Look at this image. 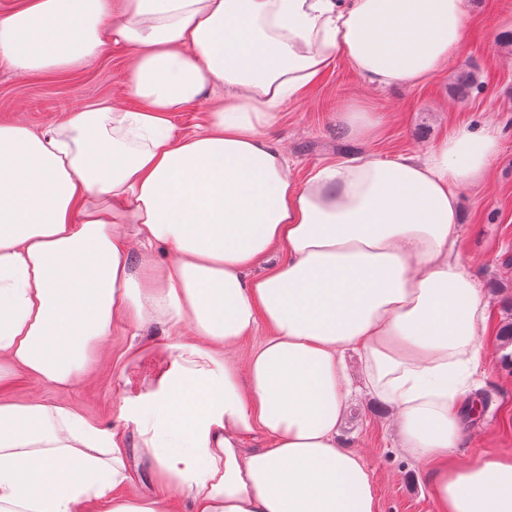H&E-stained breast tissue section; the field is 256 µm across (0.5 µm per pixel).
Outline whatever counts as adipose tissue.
<instances>
[{
	"label": "adipose tissue",
	"mask_w": 512,
	"mask_h": 512,
	"mask_svg": "<svg viewBox=\"0 0 512 512\" xmlns=\"http://www.w3.org/2000/svg\"><path fill=\"white\" fill-rule=\"evenodd\" d=\"M465 38V0H24L0 15V62L67 69L116 45L141 103L39 134L0 124V389L22 374L70 387L116 323L159 325L168 364L128 412L187 512H378L338 440L351 350L399 448L435 463L440 512H512V454L453 458L490 322L459 260L458 191L486 175L499 129L302 183L271 133L337 60L415 86ZM211 85L224 98L206 124L176 133L171 113ZM132 483L112 429L0 399V512H164Z\"/></svg>",
	"instance_id": "1"
}]
</instances>
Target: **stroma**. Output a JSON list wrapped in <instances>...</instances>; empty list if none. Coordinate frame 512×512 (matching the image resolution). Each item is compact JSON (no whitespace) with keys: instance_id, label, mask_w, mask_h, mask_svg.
<instances>
[{"instance_id":"35a3bbf8","label":"stroma","mask_w":512,"mask_h":512,"mask_svg":"<svg viewBox=\"0 0 512 512\" xmlns=\"http://www.w3.org/2000/svg\"><path fill=\"white\" fill-rule=\"evenodd\" d=\"M465 9L467 38L429 82L377 89L341 61L302 97L282 104L273 133L288 155L292 178L302 182L314 168L336 157L420 153L459 126H500V150L486 176L460 191V258L482 288L498 328L507 316L503 305L512 299V46L505 39L512 32V0H465ZM127 64L122 50L109 47L79 66L59 71L30 73L0 65V123L21 121L41 132L67 112L93 102L137 107L124 81ZM469 73L476 83L468 93H460V81ZM357 106L379 114L381 130L351 145L339 134L336 116ZM136 338L148 350L140 359H127L125 350ZM165 341L159 327L139 337L130 324H118L97 346L88 371L74 385L57 389L23 375L0 397L76 406L89 421L122 434L138 490L160 492L155 464L142 454L126 406L153 390L168 361L162 349ZM476 345L482 360L470 379L472 402L462 412V440L456 450L462 462L512 452V369L497 363L502 350L497 336L477 337ZM347 362L358 390L348 402L339 440L359 453L370 472L379 512H438L431 493V464L398 448L389 406L361 389L357 357L348 355Z\"/></svg>"}]
</instances>
